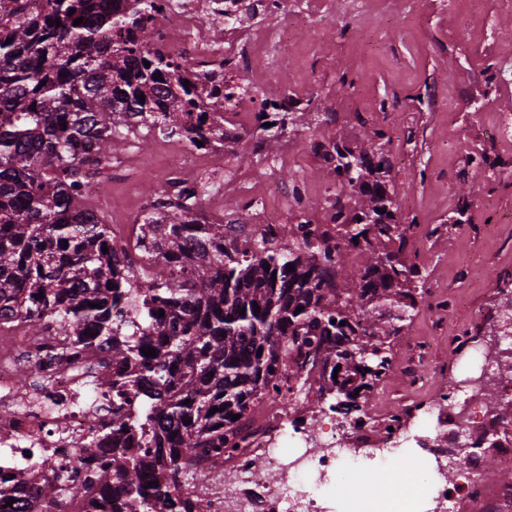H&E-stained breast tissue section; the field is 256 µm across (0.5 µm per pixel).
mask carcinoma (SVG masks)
<instances>
[{
    "instance_id": "cac0c4a2",
    "label": "carcinoma",
    "mask_w": 512,
    "mask_h": 512,
    "mask_svg": "<svg viewBox=\"0 0 512 512\" xmlns=\"http://www.w3.org/2000/svg\"><path fill=\"white\" fill-rule=\"evenodd\" d=\"M158 11L156 0H46L37 13L27 0H0V317L28 313L32 336L52 322L125 372L112 383V427L75 440L88 455L112 440L91 512H206L203 498L176 490L229 463L236 426L254 420L271 385L314 409L331 400L338 414L362 411L424 278L402 246L389 249L413 224L400 222L384 181L393 156L381 128L357 154L329 143L343 195L333 228L292 224L303 243L285 249L277 232L240 237L232 224L200 221L201 190L172 207L160 186L137 220L152 267L143 282L131 273L128 243L84 209L85 188L131 140L209 146L213 116L233 97L204 92L201 70L156 41ZM78 140L90 151L73 154ZM352 251L365 259L356 287ZM118 300L134 309L125 325L110 317ZM66 498L44 485L45 512Z\"/></svg>"
}]
</instances>
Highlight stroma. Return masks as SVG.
<instances>
[{"mask_svg": "<svg viewBox=\"0 0 512 512\" xmlns=\"http://www.w3.org/2000/svg\"><path fill=\"white\" fill-rule=\"evenodd\" d=\"M479 10L490 25L486 34L467 24L466 11L450 17L431 0H385L376 21L363 17H338L318 22V45H311L304 27H296L276 72H268L271 87L287 86L314 107L287 133L262 131L250 117L240 121L238 134L226 140L222 153L213 156V166L225 180L246 183L268 167H275L278 179L287 184L305 175L309 185L308 211L320 218L334 178L310 147L312 138L323 142L343 139L350 146L361 145L374 127L382 126L393 136L391 150L396 157L389 183L400 207L417 216L415 242L405 249L407 260L417 263L428 284L448 285L459 262L500 259V272L512 273V242L505 244V258L496 253V224L502 223L503 209L512 206V182L488 184L478 168L466 165L465 156L474 149V128L481 124L486 100V67L499 61L498 43L512 33V12L498 10L497 0H481ZM354 78L353 88L342 87L341 74ZM430 92L447 100L449 94L478 99V107L459 111L432 112L419 107L414 97ZM381 96H393L396 106L388 112H373ZM329 107L338 112L336 123L323 124L319 112ZM368 113L358 122L357 113ZM264 150L255 153L253 141ZM297 146L294 162L283 161L285 141ZM119 158H134L132 166L106 172L104 192L93 194L91 205L104 217L113 208L125 210L130 220L141 217L150 187L162 185L159 172L164 163L160 140L147 145H130ZM136 181L137 194H129L127 181ZM470 198L472 219L478 233L467 240L448 244L437 236V226L448 222L449 201Z\"/></svg>", "mask_w": 512, "mask_h": 512, "instance_id": "35a3bbf8", "label": "stroma"}]
</instances>
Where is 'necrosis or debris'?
<instances>
[{"mask_svg": "<svg viewBox=\"0 0 512 512\" xmlns=\"http://www.w3.org/2000/svg\"><path fill=\"white\" fill-rule=\"evenodd\" d=\"M279 23L268 26L241 22L239 0H222L219 11L200 13L198 0H177L174 9L158 14L153 22L156 39L177 55L200 64L206 88L236 86L223 114L216 121L221 131L234 133L235 115L243 104L262 111L274 103L290 109L301 104L295 95L264 89L250 60L265 55L276 67L288 46L291 24L307 26L317 36L314 18L336 16V0H263ZM486 134L493 154L501 162L498 175L512 179V113L497 111ZM167 164L171 193L199 185L207 161L206 149L175 142ZM480 282L488 295L503 300L495 270L459 265L456 282L427 295L429 313L448 330L447 346L457 357L463 376L430 400L420 422L407 426L408 406L391 404L374 418L360 411L346 416L327 411L329 430L315 431L296 416L299 401L270 393L275 410L261 425L249 424V439L230 462L227 473L209 476L210 491L192 482L183 494H204L208 512H319L320 490L333 482H349L366 491L365 512H375V493L389 490L403 479L372 462L359 460L349 442L365 432L372 448L388 454L399 448L419 449L422 457L441 462L440 481L424 476L435 486L438 512H512V476L491 489L481 457L495 451L512 468V420L499 417L498 405H512V370L493 349L477 343L484 322L472 307L469 288ZM40 365L31 392L15 393L14 376L27 362ZM106 354L93 361L71 359L54 332L33 336L23 315L0 319V512H41L44 481L60 478L75 494H83L84 477L98 476L103 459L89 458L72 439L88 433L94 420H111L109 378L119 377Z\"/></svg>", "mask_w": 512, "mask_h": 512, "instance_id": "necrosis-or-debris-1", "label": "necrosis or debris"}]
</instances>
